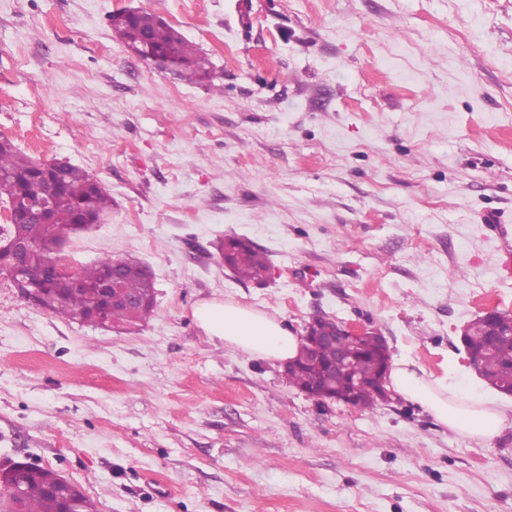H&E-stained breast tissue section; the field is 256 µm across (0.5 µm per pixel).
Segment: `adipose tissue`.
<instances>
[{
  "label": "adipose tissue",
  "mask_w": 512,
  "mask_h": 512,
  "mask_svg": "<svg viewBox=\"0 0 512 512\" xmlns=\"http://www.w3.org/2000/svg\"><path fill=\"white\" fill-rule=\"evenodd\" d=\"M193 316L208 336L248 354L284 362L297 354V336L283 321L266 313L209 300L197 305ZM388 381L396 393L422 405L448 429L478 440L494 439L512 420L491 402L428 382L405 361L395 362Z\"/></svg>",
  "instance_id": "1"
}]
</instances>
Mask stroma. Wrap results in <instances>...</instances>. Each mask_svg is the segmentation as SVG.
I'll list each match as a JSON object with an SVG mask.
<instances>
[{
	"mask_svg": "<svg viewBox=\"0 0 512 512\" xmlns=\"http://www.w3.org/2000/svg\"><path fill=\"white\" fill-rule=\"evenodd\" d=\"M123 8L195 43L213 84L128 52ZM0 136L103 185L68 261H139L157 299L109 329L0 278V460L98 512H512V423L483 442L396 394L320 403L193 317L232 302L300 336L322 312L512 419L459 339L512 313L484 229L512 241V0H0ZM227 235L266 251V285L222 266Z\"/></svg>",
	"mask_w": 512,
	"mask_h": 512,
	"instance_id": "1",
	"label": "stroma"
}]
</instances>
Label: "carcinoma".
Instances as JSON below:
<instances>
[{
  "label": "carcinoma",
  "instance_id": "1",
  "mask_svg": "<svg viewBox=\"0 0 512 512\" xmlns=\"http://www.w3.org/2000/svg\"><path fill=\"white\" fill-rule=\"evenodd\" d=\"M112 33L131 51L142 50L144 41L151 47L168 52L175 63L177 78L188 83H200L212 79L209 61L177 29L149 11L130 14L117 10L108 15ZM40 176V163L28 157L14 143L0 137V199L11 205L25 195L33 193ZM59 189L57 199L42 222H19L12 220L0 230L24 240L30 247L28 263L43 266L56 260L50 244L56 231L77 232L93 217L111 209L112 198L99 183L80 167L67 163L58 172ZM217 250L231 264V270L239 279L262 282L269 268L267 254L249 242L229 237L220 242ZM112 256L105 253L93 265L75 271V277L85 287L95 286L112 267ZM122 286L129 296H139L145 289L154 288L147 279L143 265L136 261H125ZM92 297L85 292L70 289V282L60 280L52 285L43 299L45 309L75 322L88 323L94 318ZM144 313L129 307L112 309V322L130 324ZM504 321L496 324L497 335L486 334V323L477 318L467 326L466 347L479 359L482 380L493 387L512 382V314L502 313ZM354 361V370L363 376L357 389L360 408L370 410L378 404L379 396L374 386L378 378L381 361L365 346L346 344ZM319 371L310 362L293 363L290 383L303 391L315 382ZM53 471L27 474L19 477L22 485L23 512H57V504L46 490L47 478Z\"/></svg>",
  "mask_w": 512,
  "mask_h": 512
}]
</instances>
